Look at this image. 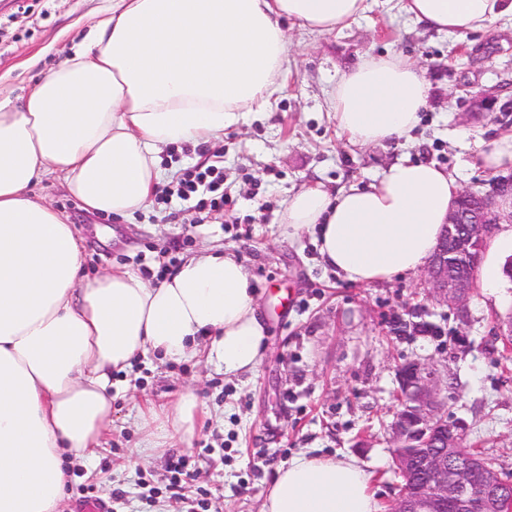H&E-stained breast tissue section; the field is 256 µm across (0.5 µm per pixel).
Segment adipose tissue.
<instances>
[{"mask_svg":"<svg viewBox=\"0 0 512 512\" xmlns=\"http://www.w3.org/2000/svg\"><path fill=\"white\" fill-rule=\"evenodd\" d=\"M412 22L465 36L512 19V0H398ZM366 0H112L71 57L22 102L0 96V512H63L65 459L88 460L112 421V374L148 351L255 371L267 327L258 290L231 253L205 250L152 284L122 266L84 280L82 243L35 195L57 181L91 214L148 208L160 153L223 138L277 93L283 27L343 29ZM431 93L410 56L370 57L329 98L336 127L365 147L398 140ZM461 193L434 163L402 158L365 185H308L286 201L285 230H314L326 268L372 285L423 269ZM147 449L189 442L198 399L147 404ZM367 466L300 455L279 469L262 512H380Z\"/></svg>","mask_w":512,"mask_h":512,"instance_id":"adipose-tissue-1","label":"adipose tissue"}]
</instances>
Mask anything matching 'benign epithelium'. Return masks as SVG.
Listing matches in <instances>:
<instances>
[{
    "instance_id": "benign-epithelium-1",
    "label": "benign epithelium",
    "mask_w": 512,
    "mask_h": 512,
    "mask_svg": "<svg viewBox=\"0 0 512 512\" xmlns=\"http://www.w3.org/2000/svg\"><path fill=\"white\" fill-rule=\"evenodd\" d=\"M471 112H512V98L499 103V96L483 91L469 94ZM512 195V178H500L492 192L463 191L443 225L437 247L423 269L435 300L450 306L465 318L476 277L460 269L475 267L486 246L488 228L502 216L497 198ZM396 318L401 331L438 334L441 327H426L415 320ZM398 405L391 423L395 471L413 479L402 486L393 512H512V479L498 472L482 456L458 453L460 439L467 432L461 420H450L439 399V375L426 363L409 361L398 369Z\"/></svg>"
}]
</instances>
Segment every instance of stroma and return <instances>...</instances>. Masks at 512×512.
<instances>
[{
  "mask_svg": "<svg viewBox=\"0 0 512 512\" xmlns=\"http://www.w3.org/2000/svg\"><path fill=\"white\" fill-rule=\"evenodd\" d=\"M112 0H0V94L26 96L63 52L86 35L89 18ZM363 18L312 36L288 27L291 63L263 113L227 129L218 142L164 148L161 188L194 167L224 169V209L201 218L194 200H153L123 219L94 215L58 184L36 191L67 215L81 237L82 274L93 279L120 265L156 282L201 250L235 253L255 278L269 336L259 367L237 377L203 361L146 354L119 373L106 442L90 462L66 465L65 512L80 496L105 512H261L280 466L309 453L348 455L368 466L380 503L396 498L389 425L397 370L433 365L449 417L464 419L472 448L512 475V351L498 336L512 316V279L497 296L476 287L469 316L436 305L422 273L373 285L343 281L322 265L309 232L285 235V201L305 185L336 189L368 183L391 162L410 157L448 169L461 189L491 191L495 176L479 153L512 133V112L469 116L463 85L512 97V21L457 38L413 24L397 0H367ZM403 52L418 59L431 86L409 137L359 148L340 136L328 98L340 75L368 56ZM422 304L441 335L393 330V318ZM211 412L190 444L140 453L142 399L176 401L186 391ZM184 458L188 478L174 481Z\"/></svg>",
  "mask_w": 512,
  "mask_h": 512,
  "instance_id": "1",
  "label": "stroma"
}]
</instances>
